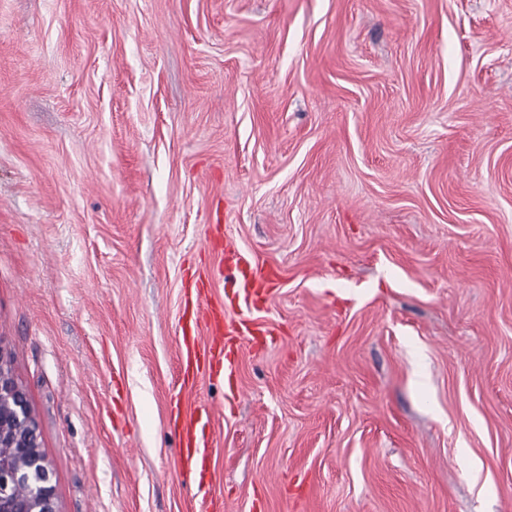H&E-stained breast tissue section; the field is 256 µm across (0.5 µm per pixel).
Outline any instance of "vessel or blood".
Returning a JSON list of instances; mask_svg holds the SVG:
<instances>
[{
    "mask_svg": "<svg viewBox=\"0 0 512 512\" xmlns=\"http://www.w3.org/2000/svg\"><path fill=\"white\" fill-rule=\"evenodd\" d=\"M227 254L223 300L214 302L207 291L197 292L190 316L182 325L179 362L187 385L206 377L232 379L235 368L230 349L264 333L254 312L271 291V276L259 270L250 252L231 248ZM214 415L213 406L200 401L178 407L171 420L178 439L180 474L193 485L194 496L206 512H219L212 492L214 472L208 437Z\"/></svg>",
    "mask_w": 512,
    "mask_h": 512,
    "instance_id": "1",
    "label": "vessel or blood"
}]
</instances>
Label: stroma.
Masks as SVG:
<instances>
[{
	"label": "stroma",
	"mask_w": 512,
	"mask_h": 512,
	"mask_svg": "<svg viewBox=\"0 0 512 512\" xmlns=\"http://www.w3.org/2000/svg\"><path fill=\"white\" fill-rule=\"evenodd\" d=\"M222 232L281 279L223 512H512V0H0V346L58 512H201L168 425Z\"/></svg>",
	"instance_id": "1"
}]
</instances>
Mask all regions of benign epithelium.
<instances>
[{"instance_id":"obj_1","label":"benign epithelium","mask_w":512,"mask_h":512,"mask_svg":"<svg viewBox=\"0 0 512 512\" xmlns=\"http://www.w3.org/2000/svg\"><path fill=\"white\" fill-rule=\"evenodd\" d=\"M0 449L16 459L0 466V512H58L37 421L1 346Z\"/></svg>"}]
</instances>
